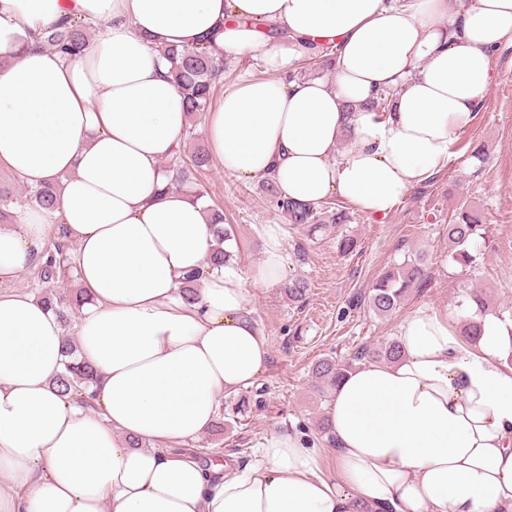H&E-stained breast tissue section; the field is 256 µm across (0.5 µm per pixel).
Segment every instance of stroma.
<instances>
[{"label": "stroma", "instance_id": "1", "mask_svg": "<svg viewBox=\"0 0 512 512\" xmlns=\"http://www.w3.org/2000/svg\"><path fill=\"white\" fill-rule=\"evenodd\" d=\"M210 201L224 208L234 228L237 266L250 271L262 259L259 227L283 224L288 231L289 278H302L310 288L302 302L289 301L283 289L260 288L252 317L269 347L266 371L246 397L260 395L224 435L205 434L225 463L243 466L273 432L288 431L312 442L319 473L334 470V453L318 432L326 405L312 389V365L329 355H347L363 344L394 338L398 316L379 317L365 300L373 278L408 255L426 256L428 277L405 302L404 311L421 306L452 308L467 290L485 289L492 307L512 319V50L494 61L493 82L470 127L453 147L447 167L431 182L382 217L349 207L350 221L330 225L316 240L289 225L288 214L261 191L260 179L249 181L212 166L204 178ZM479 210L486 226L484 240L467 267L448 256L445 226L460 204ZM357 241L347 255L337 249L340 237ZM199 441V442H202ZM199 442L179 445L193 455Z\"/></svg>", "mask_w": 512, "mask_h": 512}]
</instances>
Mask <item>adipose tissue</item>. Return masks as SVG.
Returning <instances> with one entry per match:
<instances>
[{"instance_id": "1", "label": "adipose tissue", "mask_w": 512, "mask_h": 512, "mask_svg": "<svg viewBox=\"0 0 512 512\" xmlns=\"http://www.w3.org/2000/svg\"><path fill=\"white\" fill-rule=\"evenodd\" d=\"M252 18L333 40L334 79L296 77L298 48L259 40ZM67 19L95 37L71 55L35 46ZM207 36L216 59L251 53L266 73L208 112L212 160L379 217L447 166L512 48V0H0V164L60 202L0 225V282L42 259L61 218L88 295L80 356L98 371L93 408L60 396L59 317L0 292V512H512V324L493 314L471 341L458 312L417 308L397 324L400 359L337 383L334 476L287 432L242 469L171 453L265 371L254 290L288 280L279 224L250 273L209 272L210 203L164 168L188 115L158 51ZM386 90L380 120L367 104ZM194 271L188 304L177 287Z\"/></svg>"}]
</instances>
